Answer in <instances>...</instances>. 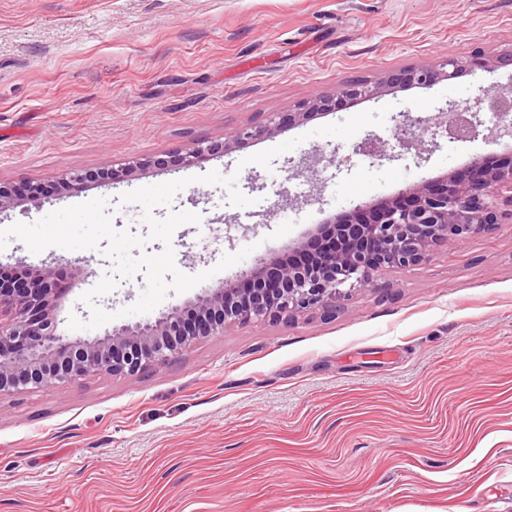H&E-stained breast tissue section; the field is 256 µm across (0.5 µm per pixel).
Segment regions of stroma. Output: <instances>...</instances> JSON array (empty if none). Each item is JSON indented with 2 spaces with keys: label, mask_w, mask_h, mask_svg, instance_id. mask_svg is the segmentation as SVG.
<instances>
[{
  "label": "stroma",
  "mask_w": 512,
  "mask_h": 512,
  "mask_svg": "<svg viewBox=\"0 0 512 512\" xmlns=\"http://www.w3.org/2000/svg\"><path fill=\"white\" fill-rule=\"evenodd\" d=\"M512 51V0H0V180L52 183L62 172L120 166L266 122L320 92L384 70L472 52ZM512 89V67L428 88L394 89L175 171L21 201L0 229L95 198L178 179L169 210L198 213L171 237L175 265L208 280L169 294L158 312L236 284L248 261L285 260L350 200L375 203L405 185L512 156V136L482 112L483 135L450 140L449 105L479 87ZM388 107L351 140L319 127ZM427 117L431 125L413 129ZM420 149L379 161L376 139ZM301 143L271 168L253 154ZM319 162L318 184L302 164ZM235 176L252 203L228 204ZM512 189L501 222L420 265L378 275L335 314L232 325L134 375H93L0 397V512H512ZM71 263L79 281L58 304V330L88 320L82 302L111 267L99 250L18 239L0 265ZM144 275L96 303L126 324Z\"/></svg>",
  "instance_id": "obj_1"
}]
</instances>
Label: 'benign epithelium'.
<instances>
[{"mask_svg":"<svg viewBox=\"0 0 512 512\" xmlns=\"http://www.w3.org/2000/svg\"><path fill=\"white\" fill-rule=\"evenodd\" d=\"M512 66V52H479L471 59L446 57L431 64L385 70L371 82L348 81L339 94L318 93L297 109L278 112L267 122L243 126L215 140H200L188 150L164 152L118 168L66 172L55 186L74 195L94 179L126 178L140 167L164 170L201 163L259 137H270L335 110L336 101L370 99L411 86L429 87L471 72L474 68ZM497 117L512 114V90L481 89L474 105L451 113L448 135L472 141L479 135L481 109ZM358 151L392 161L401 156L377 141L363 142ZM512 188V162L499 167L478 160L463 173L400 189L379 203H358L328 218L298 246L304 262L290 265L255 260L240 287L219 285L188 308H175L153 321L114 327L92 340H72L57 332L53 310L75 283L51 269L28 270L19 276L0 273V396L89 375L135 374L165 363L196 341L224 332L230 323L282 320L318 310L336 313L348 292L378 287L376 276L390 268L423 263L441 244L459 245L498 223L495 190ZM45 186L30 182L22 188L0 181V210L20 196L36 202Z\"/></svg>","mask_w":512,"mask_h":512,"instance_id":"7a95c632","label":"benign epithelium"}]
</instances>
